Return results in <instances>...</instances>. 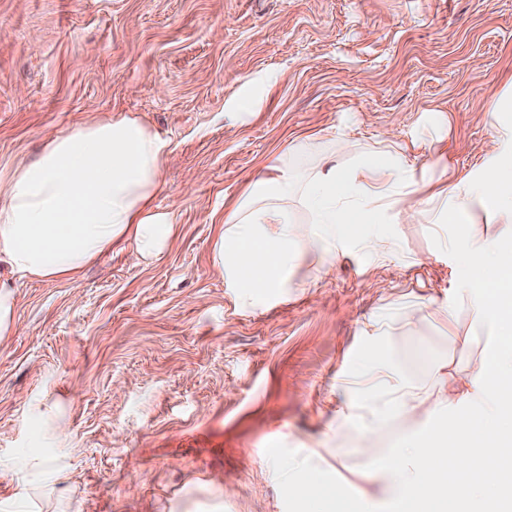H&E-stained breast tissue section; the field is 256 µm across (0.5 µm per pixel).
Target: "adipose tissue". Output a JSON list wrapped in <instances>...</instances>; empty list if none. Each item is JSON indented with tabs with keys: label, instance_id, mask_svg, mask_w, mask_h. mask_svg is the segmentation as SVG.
Wrapping results in <instances>:
<instances>
[{
	"label": "adipose tissue",
	"instance_id": "1",
	"mask_svg": "<svg viewBox=\"0 0 512 512\" xmlns=\"http://www.w3.org/2000/svg\"><path fill=\"white\" fill-rule=\"evenodd\" d=\"M494 147L490 167L455 178L443 192L427 191L400 149L367 151L345 165L322 160L299 184L287 166L271 164L217 225L212 263L235 289L238 307L256 309L287 298L299 262L329 268L350 246L387 261L397 244L373 227L410 223L408 199L419 193L438 223H470L481 211L512 224V134ZM169 152L167 139L121 113L50 135L35 159L14 165L0 192V339L16 329L17 283L76 279L114 247L143 261L162 257L176 232L171 214L155 204ZM462 252L460 299L498 342L453 398L454 418H436L425 435L404 437L386 459L372 457L376 469L362 479L382 485L397 512H415L441 496L462 512H491L503 486L496 461L512 447V430L490 425L512 419V245L473 239ZM489 273L495 284L485 282ZM363 377L372 401L347 402L341 418L359 443L392 420L422 415L426 385L401 377L381 357Z\"/></svg>",
	"mask_w": 512,
	"mask_h": 512
}]
</instances>
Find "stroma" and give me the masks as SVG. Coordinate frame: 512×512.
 Here are the masks:
<instances>
[{"label":"stroma","instance_id":"35a3bbf8","mask_svg":"<svg viewBox=\"0 0 512 512\" xmlns=\"http://www.w3.org/2000/svg\"><path fill=\"white\" fill-rule=\"evenodd\" d=\"M264 72L256 111L232 113ZM511 72L512 0H0V172L47 135L134 113L171 143L156 204L176 219L159 260L115 248L78 279L20 284L0 340V512H309L266 459L322 454L335 470L303 475L322 487L367 468L337 412L389 311L399 373L429 382L441 358L461 389L493 331L455 301L460 246L511 226L437 224L415 196L412 223L381 227L390 262L346 253L254 311L213 235L277 159L302 178L391 142L436 190L482 169L483 107ZM444 299L445 335L428 319Z\"/></svg>","mask_w":512,"mask_h":512}]
</instances>
